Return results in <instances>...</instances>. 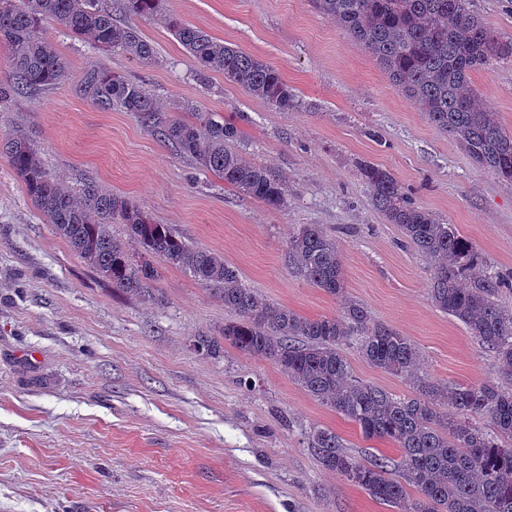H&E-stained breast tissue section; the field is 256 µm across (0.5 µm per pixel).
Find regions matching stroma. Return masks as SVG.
I'll list each match as a JSON object with an SVG mask.
<instances>
[{"label":"stroma","instance_id":"1","mask_svg":"<svg viewBox=\"0 0 512 512\" xmlns=\"http://www.w3.org/2000/svg\"><path fill=\"white\" fill-rule=\"evenodd\" d=\"M100 3L115 23L136 24L155 62L91 47L45 21L69 78L0 112V130L33 136L64 184L89 176L311 319L341 304L289 264L288 241L303 225H323L349 297L417 346L424 376H493V353L436 308L430 259L385 223L358 165L390 170L501 274L512 271V185L476 166L312 0H162L136 20L113 0ZM171 14L277 69L298 108L278 112L221 73L199 75L165 24ZM93 64L140 81L185 120L194 107L247 113L240 150L286 179L287 207L239 195L133 114L81 98L74 86ZM471 80L512 131V60ZM159 273L152 297L113 290L53 235L0 155V512H391L323 469L308 431L336 432L363 463L399 459V449L366 439L268 359L230 347L197 353L193 338L219 335L231 314L184 271ZM344 353L358 380L413 396L408 379L371 365L356 343Z\"/></svg>","mask_w":512,"mask_h":512}]
</instances>
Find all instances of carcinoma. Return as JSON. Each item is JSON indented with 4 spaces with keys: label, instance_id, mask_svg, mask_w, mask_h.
Wrapping results in <instances>:
<instances>
[{
    "label": "carcinoma",
    "instance_id": "cac0c4a2",
    "mask_svg": "<svg viewBox=\"0 0 512 512\" xmlns=\"http://www.w3.org/2000/svg\"><path fill=\"white\" fill-rule=\"evenodd\" d=\"M160 2L121 0V8L146 17L157 12ZM313 2L478 167L512 183V133L470 82L471 73L512 59V39L488 26L470 9L469 0ZM47 20L95 48L155 59L152 44L138 27L115 24L112 11L98 0H0V41L14 48L7 76L0 79V112L22 95L66 80V60L42 37ZM166 25L200 73L220 72L279 112L297 106L295 89L261 59L176 16H168ZM75 92L104 111L132 113L196 168L215 174L238 194L272 209L287 204L282 177L246 160L238 149V122L245 120V113L226 119L196 109L192 121L167 116L142 83L95 65L86 69ZM0 154L6 155L55 236L112 287L146 297L158 276L154 263L185 271L235 314L220 338L196 337V349L216 355L225 342L248 356L273 361L309 395L354 422L365 438L389 441L401 452L397 462L381 457L362 464L334 431L316 426L309 429L308 440L324 469L397 512H512V389L499 382L512 380V311L498 303L500 293L512 289V277L486 272L474 244L455 225L417 206L389 170L371 163L360 166L373 205L387 223L401 228L419 253L433 260V303L466 325L480 349L494 354L495 377L462 384L418 375L416 345L346 297L341 254L321 224H306L289 240L288 262L340 299L342 307L333 316L308 319L246 287L223 256L188 243L168 224L155 223L133 201L83 177L75 188L62 186L28 135L1 136ZM109 224L125 225L141 256L116 241ZM354 336L367 362L411 378L415 395L401 398L356 379L342 350ZM479 419L488 426L477 425ZM409 487L415 496L409 495Z\"/></svg>",
    "mask_w": 512,
    "mask_h": 512
}]
</instances>
